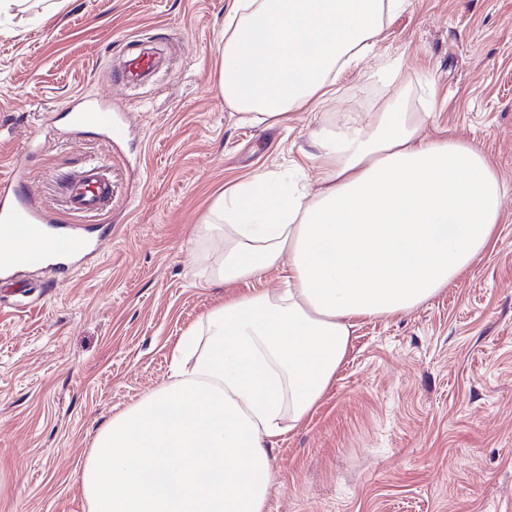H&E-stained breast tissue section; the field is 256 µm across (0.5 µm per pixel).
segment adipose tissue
<instances>
[{
	"label": "adipose tissue",
	"instance_id": "adipose-tissue-1",
	"mask_svg": "<svg viewBox=\"0 0 512 512\" xmlns=\"http://www.w3.org/2000/svg\"><path fill=\"white\" fill-rule=\"evenodd\" d=\"M404 0H231L225 103L278 124L325 101ZM398 108L314 135L315 194L254 175L221 195L208 285L287 267V286L236 297L181 336L169 381L114 416L80 470L89 512H265L269 453L313 412L356 319L415 308L490 245L506 187L492 162L421 132Z\"/></svg>",
	"mask_w": 512,
	"mask_h": 512
}]
</instances>
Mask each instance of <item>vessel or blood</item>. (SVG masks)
<instances>
[{"label":"vessel or blood","mask_w":512,"mask_h":512,"mask_svg":"<svg viewBox=\"0 0 512 512\" xmlns=\"http://www.w3.org/2000/svg\"><path fill=\"white\" fill-rule=\"evenodd\" d=\"M156 64L149 51L129 47L121 76L129 83L140 80ZM68 115L73 130L94 125L107 137L120 134L109 104H77L69 109ZM39 142L38 136H31L22 152L12 156L9 173L0 176V239L8 241L7 247H0V284L17 279L23 272L50 270L65 274L104 248L105 238L97 228L61 223L35 203L28 186L26 157ZM111 202L112 185L103 177L99 166L70 175L65 181L64 203L70 213L96 215ZM32 239L42 240L43 248H27V241Z\"/></svg>","instance_id":"obj_1"}]
</instances>
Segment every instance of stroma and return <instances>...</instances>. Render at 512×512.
Returning a JSON list of instances; mask_svg holds the SVG:
<instances>
[{
    "instance_id": "obj_1",
    "label": "stroma",
    "mask_w": 512,
    "mask_h": 512,
    "mask_svg": "<svg viewBox=\"0 0 512 512\" xmlns=\"http://www.w3.org/2000/svg\"><path fill=\"white\" fill-rule=\"evenodd\" d=\"M229 0H65L0 17V175L38 127V201L64 221L61 181L91 163L112 181L102 254L51 284L0 288V512H88L81 466L100 429L169 380L171 351L228 287L195 273L221 255L200 228L217 197L259 171L316 192L311 137L402 101L426 134L492 160L509 191L495 243L409 311L357 321L314 412L270 454L266 512H512V0H406L374 50L316 108L269 127L217 89ZM157 68L117 79L126 36ZM126 119L72 132L75 96Z\"/></svg>"
}]
</instances>
